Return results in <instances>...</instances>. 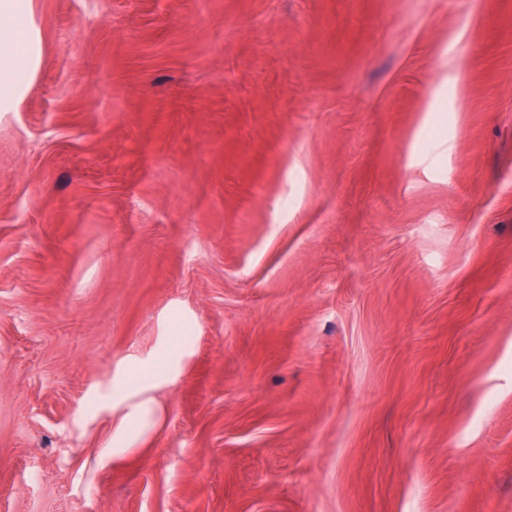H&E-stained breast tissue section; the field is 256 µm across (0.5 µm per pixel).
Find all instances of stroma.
I'll return each mask as SVG.
<instances>
[{
	"mask_svg": "<svg viewBox=\"0 0 512 512\" xmlns=\"http://www.w3.org/2000/svg\"><path fill=\"white\" fill-rule=\"evenodd\" d=\"M31 9L0 512H512V0ZM177 352L176 346H172L163 358V367H157L150 375H141L136 383H131L134 388L130 392L123 394L124 389L116 392L117 398L114 403L126 406V418L129 427L134 428L137 423H141L145 414L150 411V401L143 395L151 387L167 378L168 372H165V370Z\"/></svg>",
	"mask_w": 512,
	"mask_h": 512,
	"instance_id": "35a3bbf8",
	"label": "stroma"
}]
</instances>
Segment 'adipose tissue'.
<instances>
[{
	"label": "adipose tissue",
	"instance_id": "adipose-tissue-1",
	"mask_svg": "<svg viewBox=\"0 0 512 512\" xmlns=\"http://www.w3.org/2000/svg\"><path fill=\"white\" fill-rule=\"evenodd\" d=\"M28 4L29 0H0V112L12 107L40 59ZM166 377L164 368H156L152 374L140 376L133 390L118 394L116 402L126 406L128 425L142 421L150 410L146 391Z\"/></svg>",
	"mask_w": 512,
	"mask_h": 512
}]
</instances>
